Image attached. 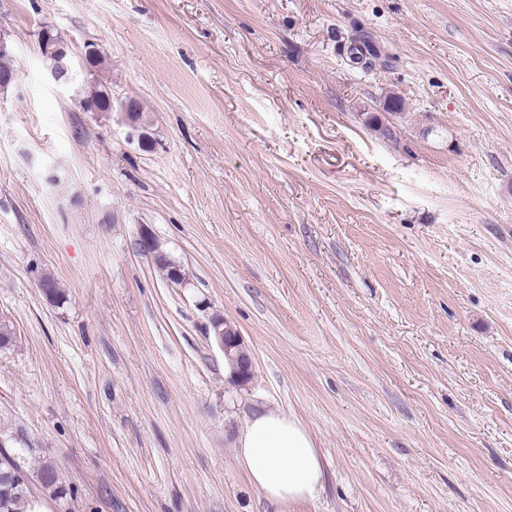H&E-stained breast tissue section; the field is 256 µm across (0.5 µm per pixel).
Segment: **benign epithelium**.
<instances>
[{
    "mask_svg": "<svg viewBox=\"0 0 512 512\" xmlns=\"http://www.w3.org/2000/svg\"><path fill=\"white\" fill-rule=\"evenodd\" d=\"M71 49L67 41L60 35L49 44H43L41 54L45 58L46 76L57 88L71 94L75 100L100 99L101 91L93 71L90 69V60L102 56L98 49L91 47L85 51L83 71L84 78H79L77 69L72 63ZM138 251L150 257L154 253L155 238L147 228H142L137 239ZM212 331L217 347L224 354V361L232 368L233 374L241 376L240 382L247 381L252 372L253 361L249 351L244 346L241 336L230 335V322L226 319H216L212 324Z\"/></svg>",
    "mask_w": 512,
    "mask_h": 512,
    "instance_id": "1",
    "label": "benign epithelium"
}]
</instances>
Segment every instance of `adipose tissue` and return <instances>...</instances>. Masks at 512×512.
Instances as JSON below:
<instances>
[{
  "label": "adipose tissue",
  "mask_w": 512,
  "mask_h": 512,
  "mask_svg": "<svg viewBox=\"0 0 512 512\" xmlns=\"http://www.w3.org/2000/svg\"><path fill=\"white\" fill-rule=\"evenodd\" d=\"M238 457L250 483L273 505L314 498L324 469L309 431L278 410L256 413L237 441Z\"/></svg>",
  "instance_id": "obj_1"
}]
</instances>
